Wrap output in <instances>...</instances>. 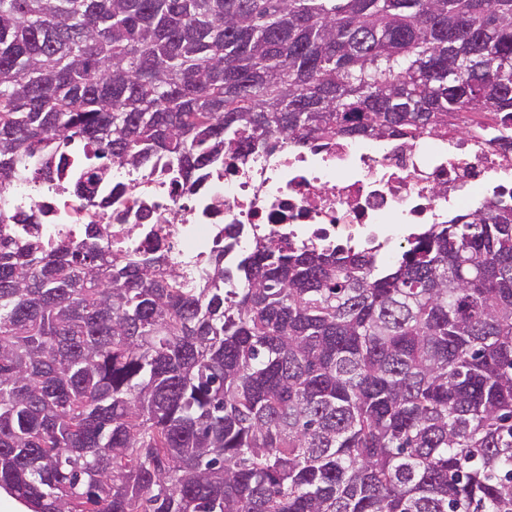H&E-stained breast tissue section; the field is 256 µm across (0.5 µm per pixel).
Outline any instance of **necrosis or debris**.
<instances>
[{
	"instance_id": "obj_1",
	"label": "necrosis or debris",
	"mask_w": 512,
	"mask_h": 512,
	"mask_svg": "<svg viewBox=\"0 0 512 512\" xmlns=\"http://www.w3.org/2000/svg\"><path fill=\"white\" fill-rule=\"evenodd\" d=\"M112 181L130 188L103 217L116 253L155 249L200 272L235 226L241 233L225 255L230 263L258 236L371 249L392 260L449 212L512 198V149L476 131L412 140L339 135L316 149L285 145L258 150L243 166L225 162L188 198L161 167H116ZM45 204V237L79 235L83 198Z\"/></svg>"
}]
</instances>
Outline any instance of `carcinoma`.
<instances>
[{"mask_svg": "<svg viewBox=\"0 0 512 512\" xmlns=\"http://www.w3.org/2000/svg\"><path fill=\"white\" fill-rule=\"evenodd\" d=\"M511 123L512 0H0V200ZM20 223L0 489L28 512H512V204L393 263L269 236L197 277Z\"/></svg>", "mask_w": 512, "mask_h": 512, "instance_id": "obj_1", "label": "carcinoma"}]
</instances>
